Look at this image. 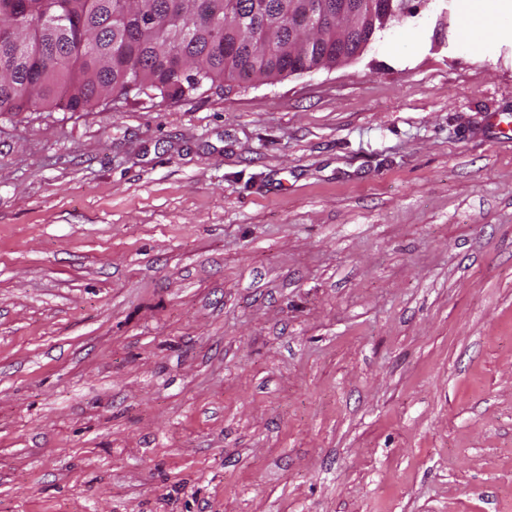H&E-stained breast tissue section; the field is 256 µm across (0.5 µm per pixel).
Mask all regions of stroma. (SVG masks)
Wrapping results in <instances>:
<instances>
[{
	"label": "stroma",
	"instance_id": "1",
	"mask_svg": "<svg viewBox=\"0 0 512 512\" xmlns=\"http://www.w3.org/2000/svg\"><path fill=\"white\" fill-rule=\"evenodd\" d=\"M474 2L0 113V512H512V37Z\"/></svg>",
	"mask_w": 512,
	"mask_h": 512
}]
</instances>
